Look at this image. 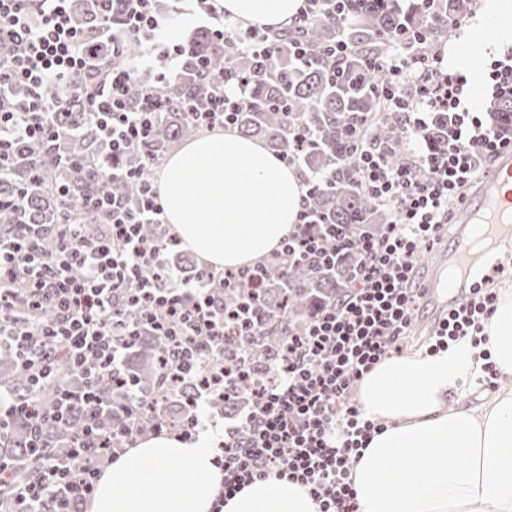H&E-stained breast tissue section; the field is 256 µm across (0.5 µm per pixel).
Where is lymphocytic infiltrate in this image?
Segmentation results:
<instances>
[{
	"label": "lymphocytic infiltrate",
	"mask_w": 512,
	"mask_h": 512,
	"mask_svg": "<svg viewBox=\"0 0 512 512\" xmlns=\"http://www.w3.org/2000/svg\"><path fill=\"white\" fill-rule=\"evenodd\" d=\"M156 0H112L121 19L103 24L101 36L113 55L131 41L150 50L130 65L117 67L98 54L74 17L73 0H0V175L17 149L30 141H56V114L72 96L85 99L98 117L99 136L120 155L146 143L166 104L154 90L130 100L135 71L157 70V81L181 62L186 47L166 40V18ZM383 65L391 78L380 92L394 111L407 115L408 138L417 157L389 164L380 151L358 138L361 187L390 214L381 232L362 244L360 269L343 297L321 309L289 337L267 384L252 392L239 429L225 428L215 438L216 464L224 472L221 496L212 512L241 487L276 476L304 486L316 512H358L350 470L380 423L364 417L356 392L379 362L400 352L410 319L422 295L415 282L422 250L438 244L452 208L487 159L512 150V124L490 125L475 111L464 75L448 72L436 53H414L395 45ZM100 77L82 79L89 68ZM219 91L192 120L206 129L229 128L242 106L239 97L221 93L224 77L201 65ZM59 243L40 251L41 228L22 224L14 238H0V349L13 350L33 388L50 380L56 365L67 364L80 379L74 390L60 391L52 407L32 395L0 387V433L15 419L32 430L47 423L71 434L68 456L51 459L41 447L32 454L37 474L17 481L14 466L0 462V512H83L103 469L116 459L119 443L131 442L140 400L115 409L101 394L100 381L118 380L125 352L141 329L165 336L166 362L177 381H197L190 399L193 413L177 426L181 436L197 438L210 397L231 388L247 374L235 369L204 371L215 362L227 335L257 330L254 309L264 275L263 264L237 270L209 269L184 276L169 264L163 242L141 231L164 224L154 185H146L138 208L106 193L72 203L64 200ZM95 212L103 233L88 238L76 210ZM308 211H301L294 233L284 238L276 257L309 263L326 254ZM227 287H250L249 299L225 310L213 292V280ZM487 276L469 283L464 301L438 322L431 351L481 335L483 322L497 309L499 296ZM140 324H130L128 310ZM51 311L43 320L41 311Z\"/></svg>",
	"instance_id": "f902f5d3"
}]
</instances>
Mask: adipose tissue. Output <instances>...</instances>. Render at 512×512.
I'll list each match as a JSON object with an SVG mask.
<instances>
[{
	"label": "adipose tissue",
	"mask_w": 512,
	"mask_h": 512,
	"mask_svg": "<svg viewBox=\"0 0 512 512\" xmlns=\"http://www.w3.org/2000/svg\"><path fill=\"white\" fill-rule=\"evenodd\" d=\"M303 0H224L229 19L275 30ZM491 44L479 32L443 51L448 68L478 75ZM171 232L216 269L251 265L277 250L298 222L300 175L262 142L232 130L200 135L171 153L157 182ZM486 344L393 356L362 381L358 400L384 422L351 469L359 512H512V390L449 407L491 350L512 374V291L485 321ZM178 471H168L170 461ZM224 475L205 441L142 438L105 469L87 512H211ZM299 484L269 477L245 486L223 512H315Z\"/></svg>",
	"instance_id": "1"
}]
</instances>
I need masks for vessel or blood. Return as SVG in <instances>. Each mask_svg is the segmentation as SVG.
Listing matches in <instances>:
<instances>
[{"mask_svg": "<svg viewBox=\"0 0 512 512\" xmlns=\"http://www.w3.org/2000/svg\"><path fill=\"white\" fill-rule=\"evenodd\" d=\"M511 238L512 152L507 151L499 155L496 166L475 191L473 201L457 213L447 257L456 271V279H445L437 268L427 277L422 303L432 316H439L444 307L462 302L473 277L497 273V260L481 258L478 245L496 249Z\"/></svg>", "mask_w": 512, "mask_h": 512, "instance_id": "vessel-or-blood-1", "label": "vessel or blood"}]
</instances>
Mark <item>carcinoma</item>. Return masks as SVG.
I'll use <instances>...</instances> for the list:
<instances>
[{
  "instance_id": "carcinoma-1",
  "label": "carcinoma",
  "mask_w": 512,
  "mask_h": 512,
  "mask_svg": "<svg viewBox=\"0 0 512 512\" xmlns=\"http://www.w3.org/2000/svg\"><path fill=\"white\" fill-rule=\"evenodd\" d=\"M471 2L437 0L435 7L465 15ZM110 7L112 0H81L77 4L79 20L89 30L98 28L105 14L118 20L117 14L108 11ZM428 18V11L416 0H343L341 6L332 2L309 21L276 32L279 52L276 58L264 61L256 47H244L236 35L219 41L208 31L196 33L188 41L177 75L162 83L148 73H140L133 80L135 88L152 87L169 104L150 140L119 159L121 166L137 169L139 177L125 182L104 181L97 169L88 166L86 174L70 183L55 169L46 146H27L18 152L9 175L0 179V236L14 233L17 220L5 205L20 188L28 191L24 223L44 227L42 245L48 251L57 246L55 227L63 219L59 186L69 185L77 201L104 190L126 198L129 206L135 207L140 185L152 181V165L173 143L195 130L187 112L210 92L209 80L195 67L196 56L208 57L214 71H224L228 86L241 79L247 82V104L235 113L234 127L246 136L262 138L277 154L294 155L304 178H329V183L314 191L310 204L324 229L336 228L346 245L325 241L332 260L322 266L291 260L269 266L258 303L260 330L254 336L224 337V366H235L245 355L252 362V374L236 383L234 395L215 399L212 406L226 412L240 411L254 387L270 376L269 357L281 351L288 336L299 331L319 306L332 303L349 287L364 237L386 221L379 201L359 186L354 146L362 129L390 164L398 166L408 160L401 116L384 110L378 96V89L385 83L378 63L391 51V36L406 40L415 51L434 48L435 35L444 28L428 24ZM296 41L314 50L309 64L294 58L292 45ZM339 41L347 45L344 55L325 59V48ZM58 126L69 133L63 146L65 154L91 160L103 168L112 167V152L100 140L96 118L87 103L69 100L58 112ZM300 129L307 130L311 137L297 146L292 136ZM135 347L144 368L133 370V384L122 388L114 385L102 393L111 396L115 406L126 404L132 392L146 401L149 409L137 421L146 433L154 425L183 415L193 388L185 382H173L162 372L167 347L164 337L146 334L135 340ZM0 367L5 368L11 388L26 389L27 374L12 351H0ZM77 385L79 379L61 366L40 397L52 402L61 389ZM68 438L66 429L53 423L42 433L45 451L55 455L62 453ZM31 440V430L21 422L0 440V458L18 464L21 479L35 473L28 448Z\"/></svg>"
}]
</instances>
